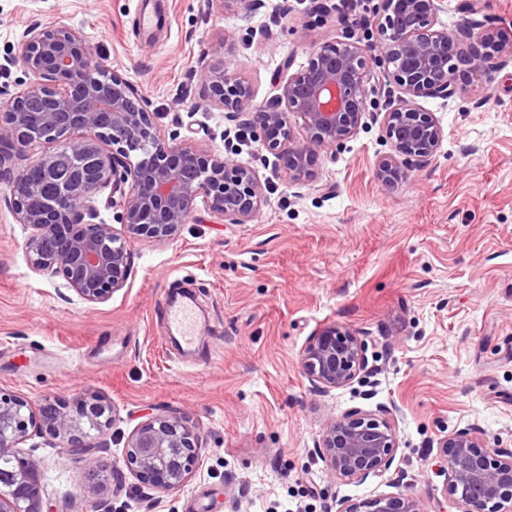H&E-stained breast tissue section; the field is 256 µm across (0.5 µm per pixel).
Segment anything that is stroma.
<instances>
[{"instance_id":"stroma-1","label":"stroma","mask_w":512,"mask_h":512,"mask_svg":"<svg viewBox=\"0 0 512 512\" xmlns=\"http://www.w3.org/2000/svg\"><path fill=\"white\" fill-rule=\"evenodd\" d=\"M153 6L164 24L141 37L139 0H0V88L31 80L14 59L26 27L79 28L158 112L166 140L255 168L268 203L247 224L202 210L174 241L137 243L126 286L90 306L62 278L29 270L27 231L0 196V392L68 403L94 392L115 413L89 459L48 436L26 442L45 472L44 502L55 512H193L202 495L213 512H337L393 494L435 512L446 498L442 438L470 428L512 448V63L485 86L419 99L444 140L392 187L375 173L390 151L381 114L392 86L373 69L363 127L321 157L313 182L294 186L274 154L236 139L244 118L208 106L199 72L227 40L225 68L265 104L283 58L300 70L311 38L341 36V0ZM176 293L191 298L200 329L187 352L164 340ZM331 323L365 341L369 364L362 382L322 392L301 353ZM353 407L391 409L399 442L390 469L362 482L336 479L315 452ZM163 409L185 415L200 444L189 481L168 493L114 471L131 432ZM92 462L112 470L106 484L87 486Z\"/></svg>"}]
</instances>
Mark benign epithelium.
<instances>
[{
	"label": "benign epithelium",
	"instance_id": "obj_1",
	"mask_svg": "<svg viewBox=\"0 0 512 512\" xmlns=\"http://www.w3.org/2000/svg\"><path fill=\"white\" fill-rule=\"evenodd\" d=\"M444 0H379L373 13L376 36L365 43L352 32L311 44L306 66L292 73L282 61L266 106L255 105L252 86L224 71L220 61L201 72L206 101L228 114L248 116L252 139L283 161L288 183L316 178L321 153L353 137L366 114V81L378 63L396 88L382 129L391 152L376 165L385 186L428 165L444 131L420 98L448 99L458 79L487 82L512 63V33L476 15L480 0H469L468 18L454 32L437 28ZM18 56L34 77L0 103V167L13 158L8 201L16 223L29 230L24 243L28 267L61 277L84 303H103L125 287L132 246L177 238L183 224L203 208L226 224H247L267 203L258 171L202 145L167 141L157 130L158 113L125 76L101 70L86 37L59 24L26 29ZM96 160L95 175L77 184L58 205L26 201L31 173L55 155ZM119 211L121 229L94 222L100 196ZM302 364L322 392L351 385L367 370L363 341L349 328L332 324L307 343ZM112 404L87 392L75 408L0 395V459L19 461L0 468V512H51L40 495L42 468L26 457L31 433L60 441L72 455L89 456L113 422ZM198 433L176 411L149 414L126 442L122 466L137 480L163 491L186 485L198 461ZM398 438L389 411L352 408L328 425L316 453L336 478L362 482L388 470ZM445 491L458 512H512V448H489L477 433L457 430L442 441ZM337 512H427L413 497L380 495L344 501Z\"/></svg>",
	"mask_w": 512,
	"mask_h": 512
}]
</instances>
